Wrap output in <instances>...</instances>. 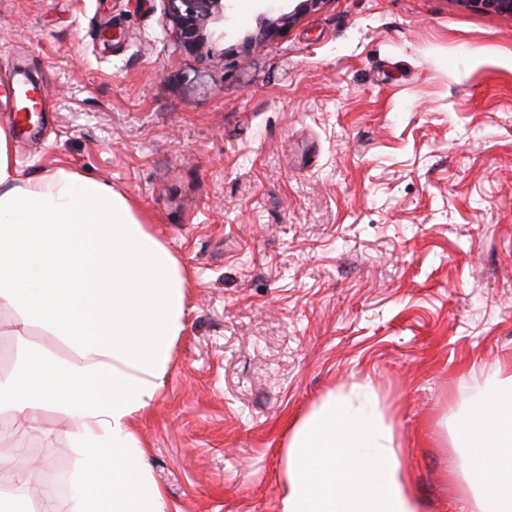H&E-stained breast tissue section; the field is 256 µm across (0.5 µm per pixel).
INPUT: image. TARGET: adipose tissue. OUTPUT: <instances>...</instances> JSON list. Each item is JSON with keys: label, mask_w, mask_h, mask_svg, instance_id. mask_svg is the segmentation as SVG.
<instances>
[{"label": "adipose tissue", "mask_w": 512, "mask_h": 512, "mask_svg": "<svg viewBox=\"0 0 512 512\" xmlns=\"http://www.w3.org/2000/svg\"><path fill=\"white\" fill-rule=\"evenodd\" d=\"M185 288L181 262L125 196L63 168L18 179L0 129V311L17 348L0 374V416L26 431L64 416L84 450L71 477L79 512L168 510L135 419L163 385ZM459 387L450 439L464 512H512V372ZM400 458L371 382L330 395L288 436L281 512H420Z\"/></svg>", "instance_id": "adipose-tissue-1"}]
</instances>
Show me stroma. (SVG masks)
<instances>
[{
    "instance_id": "obj_1",
    "label": "stroma",
    "mask_w": 512,
    "mask_h": 512,
    "mask_svg": "<svg viewBox=\"0 0 512 512\" xmlns=\"http://www.w3.org/2000/svg\"><path fill=\"white\" fill-rule=\"evenodd\" d=\"M297 4L223 0L206 54L165 0H0V127L20 178L101 180L183 264V330L136 422L169 512H280L291 425L363 380L422 512H460L459 381L512 366V15ZM22 70L42 96L19 128ZM66 429L26 442L67 480Z\"/></svg>"
}]
</instances>
